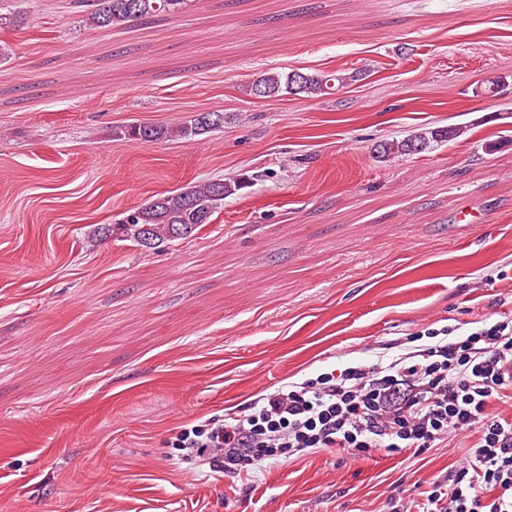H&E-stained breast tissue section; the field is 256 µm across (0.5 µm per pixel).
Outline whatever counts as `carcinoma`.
<instances>
[{"mask_svg": "<svg viewBox=\"0 0 512 512\" xmlns=\"http://www.w3.org/2000/svg\"><path fill=\"white\" fill-rule=\"evenodd\" d=\"M90 7L87 20L104 28L121 27L129 22L150 21L183 10L189 0H82ZM345 77L334 73L304 74L292 71L265 73L252 83L250 92L261 98L288 94L324 96L343 86ZM214 129L201 119L193 117L175 129L163 126L132 123L115 131V135L131 141L151 142L175 132L183 137H195ZM461 130L443 127L422 130L400 141H388L379 145L378 158L406 156L423 152L434 143L457 139ZM248 187L245 178L216 179L199 182L180 192L161 196L162 202L147 204L128 210L117 224H108L97 230L100 238L114 237L130 241L137 246L160 250L196 235L212 223V217L224 206V199L238 194Z\"/></svg>", "mask_w": 512, "mask_h": 512, "instance_id": "1", "label": "carcinoma"}]
</instances>
